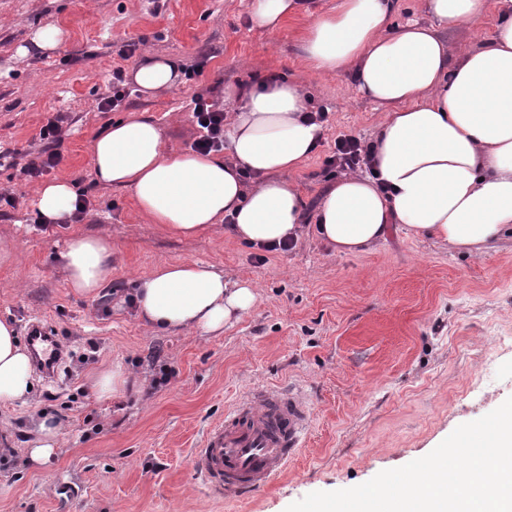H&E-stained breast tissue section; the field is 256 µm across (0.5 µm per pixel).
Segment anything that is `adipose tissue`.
<instances>
[{"mask_svg": "<svg viewBox=\"0 0 512 512\" xmlns=\"http://www.w3.org/2000/svg\"><path fill=\"white\" fill-rule=\"evenodd\" d=\"M486 7L487 0H425L430 24L395 27L392 0H337L307 24L300 49L311 71H353L357 91L382 110L374 175L339 179L318 202L315 233L336 254L370 250L394 224L471 253L512 230V11L502 12L489 42L455 63L437 33L478 20ZM131 76L145 95L181 82L175 63L155 57ZM226 96L242 100L227 132L229 158L166 153L158 126L135 114L93 140L98 181L132 189L140 212L176 236L225 222L251 246L300 237L305 204L288 175L313 154L321 125L308 121L301 92L284 80ZM244 169L260 176L253 189L243 184ZM76 197L69 181L54 180L38 190L36 207L57 224L70 219ZM62 258L77 294L97 296L112 277L107 237H73ZM132 293L145 324L173 333L222 331L258 297L253 282H225L197 261L158 265ZM32 384L28 351L0 321V404L26 401Z\"/></svg>", "mask_w": 512, "mask_h": 512, "instance_id": "adipose-tissue-1", "label": "adipose tissue"}]
</instances>
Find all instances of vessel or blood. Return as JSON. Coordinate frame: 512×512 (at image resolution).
<instances>
[{
  "instance_id": "1",
  "label": "vessel or blood",
  "mask_w": 512,
  "mask_h": 512,
  "mask_svg": "<svg viewBox=\"0 0 512 512\" xmlns=\"http://www.w3.org/2000/svg\"><path fill=\"white\" fill-rule=\"evenodd\" d=\"M26 342L34 363L55 375L60 344L42 322H31ZM309 429L294 390L261 386L206 431L191 462L208 491L227 501L270 484L288 467Z\"/></svg>"
}]
</instances>
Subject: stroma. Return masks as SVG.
<instances>
[{
    "mask_svg": "<svg viewBox=\"0 0 512 512\" xmlns=\"http://www.w3.org/2000/svg\"><path fill=\"white\" fill-rule=\"evenodd\" d=\"M305 12L274 32L252 26V0H0V143L27 150L54 113L72 123L53 171L83 178L93 204L80 223L50 230L31 220L38 181L0 165V320L24 334L28 320L52 326L75 361L59 379L34 376L26 402L0 405V512H285L315 491L365 483L421 458L459 425L512 397V233L479 256L448 249L391 225L385 241L358 255L334 254L313 233L286 252L235 241L223 225L177 237L140 215L131 189L97 184L91 143L110 123L136 113L157 124L168 153H188L192 96L214 88L285 78L304 90L308 107L328 115L316 152L290 178L308 210L341 176L325 159L338 135L372 140L380 109L356 91L352 73H309L300 38L310 15L336 0H305ZM501 0H488L474 25L440 28L453 55L491 34ZM46 24L64 37L50 52L17 50ZM133 57L121 58L128 42ZM202 75L152 97L132 93L114 112L96 108L112 89V70H131L145 53ZM76 234L112 241V278L97 296L67 287L62 254ZM198 261L226 280L253 281L252 310L219 335H174L145 327L125 302L138 278L157 265ZM496 354L488 396L468 385ZM119 370L149 378L142 390L98 398L96 377ZM261 385L304 393L310 428L287 471L236 503L213 498L190 462L207 427ZM51 415L58 448L31 461L34 421Z\"/></svg>",
    "mask_w": 512,
    "mask_h": 512,
    "instance_id": "obj_1",
    "label": "stroma"
}]
</instances>
